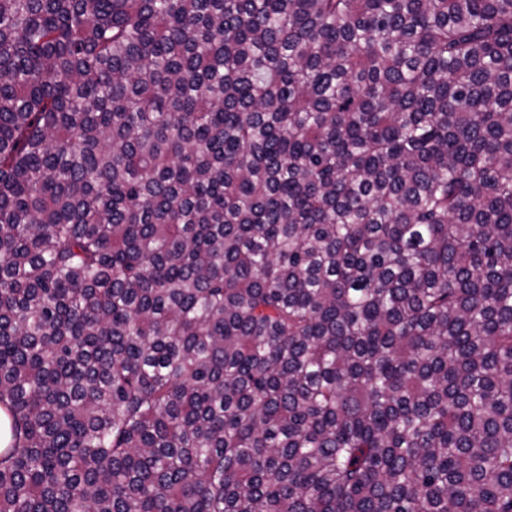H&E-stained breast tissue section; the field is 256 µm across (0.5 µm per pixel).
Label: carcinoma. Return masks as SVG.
<instances>
[{
  "instance_id": "1",
  "label": "carcinoma",
  "mask_w": 512,
  "mask_h": 512,
  "mask_svg": "<svg viewBox=\"0 0 512 512\" xmlns=\"http://www.w3.org/2000/svg\"><path fill=\"white\" fill-rule=\"evenodd\" d=\"M0 512H512V0H0Z\"/></svg>"
}]
</instances>
